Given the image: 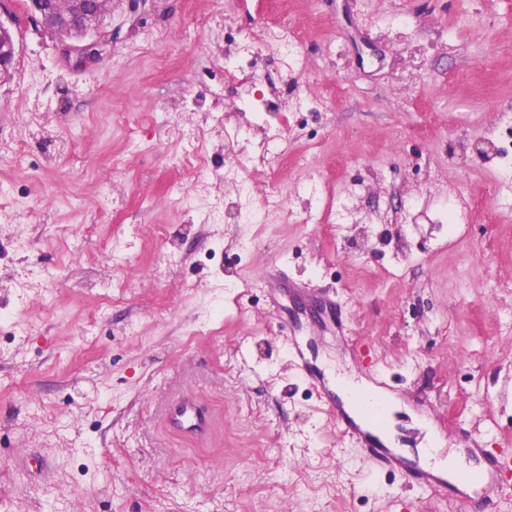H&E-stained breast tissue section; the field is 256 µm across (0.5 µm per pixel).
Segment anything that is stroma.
<instances>
[{"instance_id": "stroma-1", "label": "stroma", "mask_w": 512, "mask_h": 512, "mask_svg": "<svg viewBox=\"0 0 512 512\" xmlns=\"http://www.w3.org/2000/svg\"><path fill=\"white\" fill-rule=\"evenodd\" d=\"M0 80V512H460L342 441L249 282L279 265L333 293L405 402L396 446L512 448V0H115L82 65L8 0ZM319 32L257 64L249 111L225 57L263 28ZM288 142L240 187L224 141ZM335 204V223L305 218ZM462 218L448 231V207ZM502 283L489 293L492 283ZM298 338L328 380L361 382L340 333ZM202 393L209 444L165 405ZM45 460L28 476L30 459Z\"/></svg>"}]
</instances>
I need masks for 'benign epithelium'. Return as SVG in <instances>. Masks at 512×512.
Returning <instances> with one entry per match:
<instances>
[{
	"mask_svg": "<svg viewBox=\"0 0 512 512\" xmlns=\"http://www.w3.org/2000/svg\"><path fill=\"white\" fill-rule=\"evenodd\" d=\"M112 4L113 0H29V12L36 26L60 36L63 55L91 63L109 45L98 32L112 17Z\"/></svg>",
	"mask_w": 512,
	"mask_h": 512,
	"instance_id": "7a95c632",
	"label": "benign epithelium"
}]
</instances>
